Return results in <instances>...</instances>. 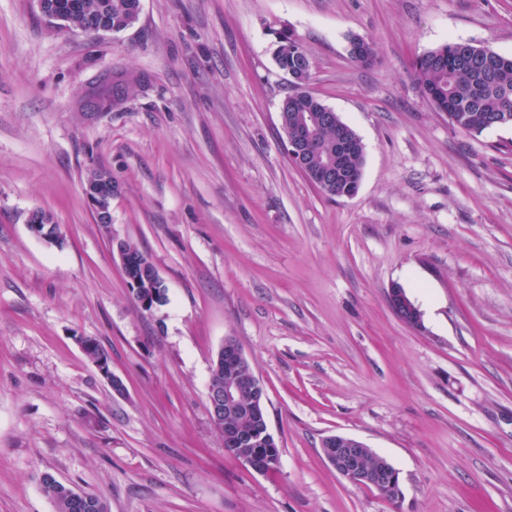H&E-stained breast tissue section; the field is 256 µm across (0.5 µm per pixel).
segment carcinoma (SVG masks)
I'll return each instance as SVG.
<instances>
[{"mask_svg": "<svg viewBox=\"0 0 512 512\" xmlns=\"http://www.w3.org/2000/svg\"><path fill=\"white\" fill-rule=\"evenodd\" d=\"M136 0H46L48 11L65 13L67 30L120 32L134 22L130 5ZM275 61L288 75L291 92L282 101V129L291 132L298 116L325 112L328 109L315 97L308 85L311 76L297 79L304 65L310 64L300 39L291 31L277 33ZM413 77L434 107L448 115L451 124L467 133L480 134L491 127L512 125V56L501 55L470 42H451L416 58ZM364 148L354 130L346 131V146L338 144L336 124L319 127L315 139L307 142V166L310 169H335L329 184L313 181L326 195L345 196L355 192L347 174L362 171ZM140 285L132 289L133 299L142 304L152 293L165 287L151 270L140 274ZM57 512H106L105 501L97 495L74 499L76 492L47 476L42 484Z\"/></svg>", "mask_w": 512, "mask_h": 512, "instance_id": "obj_1", "label": "carcinoma"}]
</instances>
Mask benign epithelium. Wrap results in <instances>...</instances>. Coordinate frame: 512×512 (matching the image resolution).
<instances>
[{
  "mask_svg": "<svg viewBox=\"0 0 512 512\" xmlns=\"http://www.w3.org/2000/svg\"><path fill=\"white\" fill-rule=\"evenodd\" d=\"M334 121V113L325 112L316 119L301 118L295 125L299 135L286 138L288 157L298 165L304 164L303 146L313 134L317 123L330 124ZM108 182L100 176H92L86 184L85 194L97 217L104 224L112 223V210L101 205V198L94 190L97 183ZM27 227L32 235L50 244H58L63 239L61 228L49 224L44 213L34 209L29 213ZM126 279L136 285L139 283L138 269L124 243H116ZM388 299L391 304L406 314V324L412 327L421 326V316L406 292L399 285L391 286ZM223 368L230 373L224 384L210 387L207 392L209 414L212 424L216 425L224 419V410L245 406L252 414L254 428L244 432L234 425L224 426L222 433L224 450L235 455V451L246 446L252 447V453L241 458V461L258 473H267L276 469L280 463L278 442L270 432L266 411L267 395L261 379L253 369L238 341L232 337L224 338L216 359L215 369ZM372 450L362 441L343 435H331L322 442V454L326 462L338 475L358 487H369L383 494H394L400 489L399 472L393 467L371 469L365 460Z\"/></svg>",
  "mask_w": 512,
  "mask_h": 512,
  "instance_id": "1",
  "label": "benign epithelium"
}]
</instances>
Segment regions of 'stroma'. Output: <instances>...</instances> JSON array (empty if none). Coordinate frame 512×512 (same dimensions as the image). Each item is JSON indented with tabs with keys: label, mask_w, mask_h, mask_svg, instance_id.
<instances>
[{
	"label": "stroma",
	"mask_w": 512,
	"mask_h": 512,
	"mask_svg": "<svg viewBox=\"0 0 512 512\" xmlns=\"http://www.w3.org/2000/svg\"><path fill=\"white\" fill-rule=\"evenodd\" d=\"M283 29L362 141L353 196L288 159ZM458 41L512 55V0H141L118 33L0 0V512H56L47 474L108 512H512V126L466 133L412 77ZM94 171L112 178L108 227ZM35 208L62 244L30 234ZM120 241L163 281L152 310ZM394 284L420 327L392 310ZM228 336L265 385L267 474L210 420ZM334 434L386 458L402 498L337 475ZM105 179L102 178V176H91L88 178V182L86 184L85 188V194L88 199V202L93 207L94 211L97 214L98 219H101L103 223L101 224H112V210L110 208H104L101 205V198L97 195L96 191L94 190V185L97 183H108L107 176H104ZM116 249L118 256L120 258L122 268L125 274L126 279L136 286L139 283L140 285L138 289L132 288V295L135 302L142 308V301L145 297L150 295L151 293L160 294L163 293V300L165 298V287L162 281L156 276L153 275L150 269H146L144 273H140L138 279V269L136 266V262H134L129 253L126 252L124 247V242H118L116 244ZM388 299L395 308L402 310L406 314L405 323L407 325L420 327L421 316L419 310L407 296L403 288L396 284L392 285L388 293Z\"/></svg>",
	"instance_id": "obj_1"
}]
</instances>
